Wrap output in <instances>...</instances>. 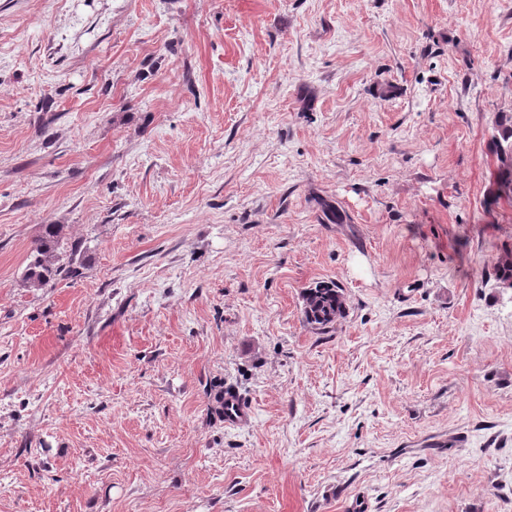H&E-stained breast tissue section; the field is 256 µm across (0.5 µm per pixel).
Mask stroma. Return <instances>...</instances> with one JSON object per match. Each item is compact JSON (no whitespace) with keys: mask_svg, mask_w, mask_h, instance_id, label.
I'll list each match as a JSON object with an SVG mask.
<instances>
[{"mask_svg":"<svg viewBox=\"0 0 512 512\" xmlns=\"http://www.w3.org/2000/svg\"><path fill=\"white\" fill-rule=\"evenodd\" d=\"M502 112L512 0H0V512H512ZM490 152L498 165L494 175L495 188L488 201L493 203L502 197L512 196V114L502 112L495 122L494 133L489 142ZM62 229L57 224L44 225L43 234L36 241L24 273V281L29 288H42L55 276H66L71 272L72 261L68 266L61 264L64 249ZM303 302L306 323L322 332L327 331L345 312L343 291L336 282L309 288ZM252 418L251 406L234 392L224 393V422L238 426Z\"/></svg>","mask_w":512,"mask_h":512,"instance_id":"1","label":"stroma"}]
</instances>
